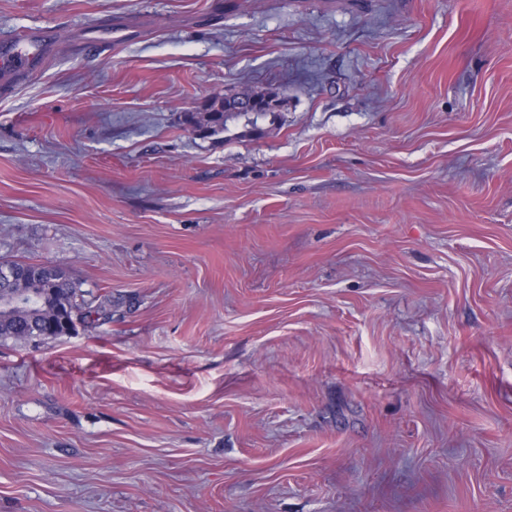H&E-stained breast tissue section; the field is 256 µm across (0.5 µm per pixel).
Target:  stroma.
<instances>
[{"label": "stroma", "mask_w": 512, "mask_h": 512, "mask_svg": "<svg viewBox=\"0 0 512 512\" xmlns=\"http://www.w3.org/2000/svg\"><path fill=\"white\" fill-rule=\"evenodd\" d=\"M0 512H512V0H0ZM248 89L282 104L203 138ZM42 38H43L42 33H35V34L31 35L30 40L27 39L26 41L31 42L34 50L32 52L22 51V50L14 51L11 54V56L2 60L1 68H9V69H14V70H19V71H26V70H30L33 67H35L36 63H37V59L39 57V55H38L39 49H38L37 44H39L41 46ZM219 101H214L206 108L205 112H187L184 121L193 131L199 132L198 136L207 137L223 132L229 113L224 112V99L218 108ZM24 272V277L14 283H1L0 294L8 295L31 290L28 303L14 308L0 306V339L45 340L51 336H64L75 328L78 319H91L93 314L103 312L102 303H112L109 295H104L101 304L93 308L86 304L82 284L68 275L47 272L40 263L16 261ZM65 313L63 320L58 311ZM56 325L55 331L48 328Z\"/></svg>", "instance_id": "obj_1"}]
</instances>
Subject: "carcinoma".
<instances>
[{
  "label": "carcinoma",
  "instance_id": "cac0c4a2",
  "mask_svg": "<svg viewBox=\"0 0 512 512\" xmlns=\"http://www.w3.org/2000/svg\"><path fill=\"white\" fill-rule=\"evenodd\" d=\"M229 114L213 102L203 112H187L184 121L201 136L224 131ZM24 277L14 283H1L0 294L32 292L28 303L14 308L0 307V339L45 340L64 336L75 328V321L100 314L102 307L86 304L82 284L68 275L47 272L35 262L16 261Z\"/></svg>",
  "mask_w": 512,
  "mask_h": 512
}]
</instances>
